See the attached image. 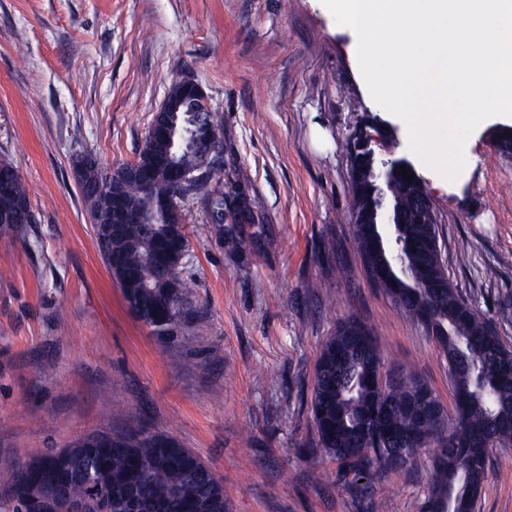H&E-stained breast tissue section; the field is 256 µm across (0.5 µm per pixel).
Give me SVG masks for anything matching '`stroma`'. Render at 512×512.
I'll list each match as a JSON object with an SVG mask.
<instances>
[{"label": "stroma", "mask_w": 512, "mask_h": 512, "mask_svg": "<svg viewBox=\"0 0 512 512\" xmlns=\"http://www.w3.org/2000/svg\"><path fill=\"white\" fill-rule=\"evenodd\" d=\"M200 84L224 118V180L259 221L216 233L182 203L192 290L183 334L130 311L94 238L72 161L136 159L169 87ZM425 182L462 296L512 343V158L499 123L472 133L448 180L377 105L354 30L322 0H0V161L33 223L0 235V471L93 432L173 435L224 482V512H418L428 464L359 483L315 446L325 340L371 329L385 367L455 406L448 364L368 276L353 238L344 144L363 116ZM478 512H512V444L494 450Z\"/></svg>", "instance_id": "stroma-1"}]
</instances>
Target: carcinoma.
Segmentation results:
<instances>
[{
    "label": "carcinoma",
    "mask_w": 512,
    "mask_h": 512,
    "mask_svg": "<svg viewBox=\"0 0 512 512\" xmlns=\"http://www.w3.org/2000/svg\"><path fill=\"white\" fill-rule=\"evenodd\" d=\"M210 123L218 150L194 143L173 151L169 165L195 174L185 184L169 177L145 138L138 159L149 174L150 190L173 204L195 200L202 206L218 234H224L227 217L253 218L256 202H236L224 191V120L210 110ZM109 168L99 161L81 174V193L90 223L104 218L110 206L106 190ZM419 175H398L390 195L399 204L421 194ZM369 186L352 187L353 218L359 219L371 203ZM0 234L34 222L29 193L15 166L0 162ZM411 222L399 227V248L417 270L413 291L382 288L406 318L416 322L437 344L450 369L455 395L454 416L440 423L420 420L408 402L415 398L421 379L387 385L377 384L384 360L375 339L359 350H348L336 360V349L346 343L339 327L323 343L317 362L311 403L315 447L360 480L380 471L406 473L416 459L427 456L432 483L426 499L446 506V512H475L487 481L491 452L478 459L470 456L481 437L492 446L512 442V345L504 342L489 320L464 300L448 273L439 244L438 221ZM177 215L171 211L153 224L125 226L122 242L109 246L96 239L107 270L122 289L131 312L161 336H171L185 324L184 305L189 283L181 275L182 263L173 253L167 259L175 266L164 280L154 263L165 242L173 235ZM412 432L414 441L393 459L388 436ZM169 435L133 428L123 442L76 443L64 454L56 449L29 458L11 472L0 473V483L16 492L12 512H37L35 494L45 471L62 479L70 495L86 499L87 512H126L135 495L150 512H215L216 486L209 465L191 448L166 446Z\"/></svg>",
    "instance_id": "1"
}]
</instances>
